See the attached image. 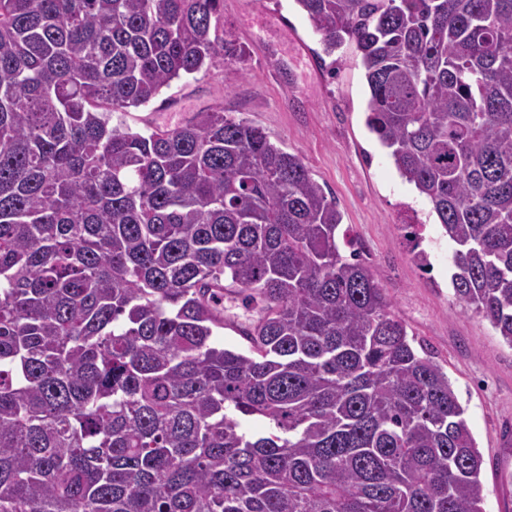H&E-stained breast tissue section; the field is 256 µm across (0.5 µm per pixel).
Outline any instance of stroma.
I'll return each mask as SVG.
<instances>
[{
    "instance_id": "stroma-1",
    "label": "stroma",
    "mask_w": 512,
    "mask_h": 512,
    "mask_svg": "<svg viewBox=\"0 0 512 512\" xmlns=\"http://www.w3.org/2000/svg\"><path fill=\"white\" fill-rule=\"evenodd\" d=\"M219 31L247 51L244 63L174 81L114 123L145 132L220 105L298 155L335 198L396 315L447 373L483 458L485 512H512V347L456 302L447 237L366 126L370 92L359 57L347 45L325 54L296 0H224ZM411 224L422 225L421 241ZM421 249L429 267L412 259ZM258 316L243 296L225 293V345L247 349L238 330Z\"/></svg>"
}]
</instances>
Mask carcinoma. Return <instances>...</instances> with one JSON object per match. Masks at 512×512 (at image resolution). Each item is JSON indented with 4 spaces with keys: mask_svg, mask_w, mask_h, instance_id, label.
<instances>
[{
    "mask_svg": "<svg viewBox=\"0 0 512 512\" xmlns=\"http://www.w3.org/2000/svg\"><path fill=\"white\" fill-rule=\"evenodd\" d=\"M296 2L512 347V0ZM222 3L0 0V512H484L447 373L300 157L222 107L112 125L245 62ZM259 317L258 309L248 305L242 295L224 291V345L237 350H246L248 343L236 328L248 326Z\"/></svg>",
    "mask_w": 512,
    "mask_h": 512,
    "instance_id": "1",
    "label": "carcinoma"
}]
</instances>
